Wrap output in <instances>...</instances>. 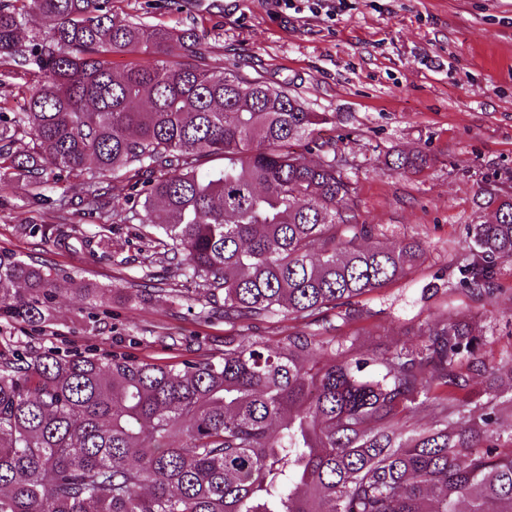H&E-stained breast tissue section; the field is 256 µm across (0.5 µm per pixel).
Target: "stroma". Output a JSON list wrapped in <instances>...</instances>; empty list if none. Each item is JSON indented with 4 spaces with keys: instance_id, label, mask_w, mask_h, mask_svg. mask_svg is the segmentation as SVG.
I'll return each mask as SVG.
<instances>
[{
    "instance_id": "obj_1",
    "label": "stroma",
    "mask_w": 512,
    "mask_h": 512,
    "mask_svg": "<svg viewBox=\"0 0 512 512\" xmlns=\"http://www.w3.org/2000/svg\"><path fill=\"white\" fill-rule=\"evenodd\" d=\"M152 2L112 0V12L197 27L213 65L261 75L326 113L314 136L346 157L358 222L375 225L382 245L422 244L418 265L362 297L369 315L344 335L378 355L393 342L419 344L426 324L448 312L480 323L487 356L512 354V263L492 303L445 287L487 189L512 194V0H345L339 9L333 0H182L173 13ZM397 152L423 153L428 163L394 171L385 158ZM40 224L97 230L79 203L60 212L30 204L23 179L0 185V255L62 274L48 327L0 319L1 352L123 350L160 364L223 353L232 328L202 315L206 282L161 271L163 248L149 226L116 224L91 249L73 250L33 234ZM149 270L157 274L149 290L122 298ZM85 283L102 289L96 305L78 293Z\"/></svg>"
}]
</instances>
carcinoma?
Segmentation results:
<instances>
[{
  "label": "carcinoma",
  "instance_id": "cac0c4a2",
  "mask_svg": "<svg viewBox=\"0 0 512 512\" xmlns=\"http://www.w3.org/2000/svg\"><path fill=\"white\" fill-rule=\"evenodd\" d=\"M32 12L46 31L23 40ZM0 66L33 77L19 111L0 113V184L19 174L40 204L49 176L79 178L87 214L124 224L130 210L103 202V179L119 172L145 217L166 212L165 261L207 282V315L298 322L275 345L230 334L221 356L177 364L0 354V512H512V437L499 444L512 398L463 415L474 377L496 391L512 382V356L487 361L482 328L458 317L379 357L341 333L368 315L357 298L423 249L381 248L375 226L357 223L346 160L308 141L326 113L211 65L203 33L116 19L112 0H0ZM26 136L31 150H14ZM214 156L224 165L199 174ZM389 164L416 171L427 157ZM487 204L455 274L477 302L496 297L512 262V197ZM33 232L93 243L75 226ZM52 293L50 271L0 260V318L42 327ZM430 407L432 425L407 429Z\"/></svg>",
  "mask_w": 512,
  "mask_h": 512
}]
</instances>
